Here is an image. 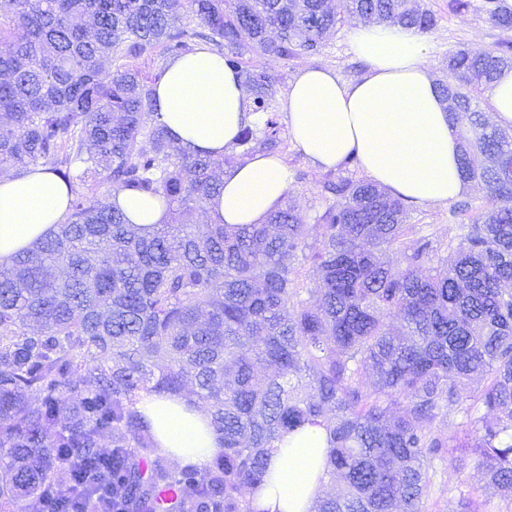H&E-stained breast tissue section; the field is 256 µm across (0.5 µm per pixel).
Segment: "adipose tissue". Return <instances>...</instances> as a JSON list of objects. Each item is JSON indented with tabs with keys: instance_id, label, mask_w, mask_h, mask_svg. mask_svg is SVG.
<instances>
[{
	"instance_id": "1",
	"label": "adipose tissue",
	"mask_w": 512,
	"mask_h": 512,
	"mask_svg": "<svg viewBox=\"0 0 512 512\" xmlns=\"http://www.w3.org/2000/svg\"><path fill=\"white\" fill-rule=\"evenodd\" d=\"M351 47L368 66L361 79L345 82L334 71L305 67L291 82L284 109L296 145L322 171L338 170L348 156H356L368 179L411 204H445L458 197L464 190L458 139L424 60L423 35L412 28L360 24ZM156 97L160 122L193 153L222 157L255 121L240 77L207 48L170 61ZM289 184L279 156L254 154L225 174L208 219L262 223L281 205ZM69 200L65 182L45 168L1 176L0 263L63 222ZM111 203L145 229L169 221L165 203L143 193L124 190L113 194ZM137 408L158 448L205 470L220 441L208 412L192 397L144 393ZM326 456L321 428L285 436L254 496L257 512H314L327 482Z\"/></svg>"
}]
</instances>
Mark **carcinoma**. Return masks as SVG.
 Listing matches in <instances>:
<instances>
[{
    "label": "carcinoma",
    "mask_w": 512,
    "mask_h": 512,
    "mask_svg": "<svg viewBox=\"0 0 512 512\" xmlns=\"http://www.w3.org/2000/svg\"><path fill=\"white\" fill-rule=\"evenodd\" d=\"M483 10L512 31L505 0ZM348 15L437 24L415 0H0V171L44 166L71 195L64 223L0 265V512H85L53 490L105 479L114 512H256L270 452L307 426L329 448L315 512H423L428 456L456 471L460 448L512 499V140L480 107L512 42L456 50L438 82L485 199L450 263L364 178L325 176L311 223L286 198L263 224L209 223L249 152L182 148L155 112L163 71L138 65L203 40L266 115L239 144L273 151L274 83L247 60L318 54ZM99 179L163 199L170 222L145 230L89 199ZM143 392L209 413L223 447L204 473L157 448ZM452 412L462 441L438 430Z\"/></svg>",
    "instance_id": "1"
}]
</instances>
